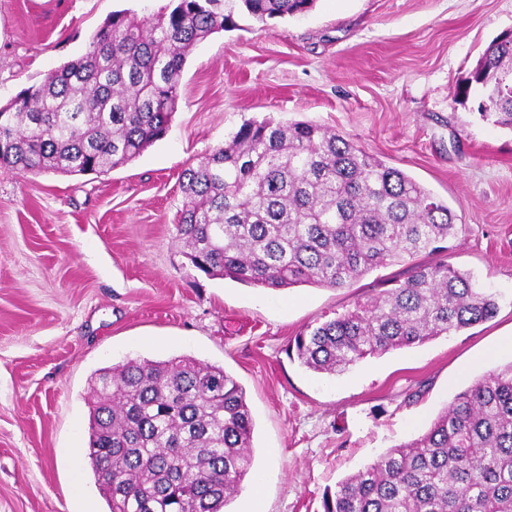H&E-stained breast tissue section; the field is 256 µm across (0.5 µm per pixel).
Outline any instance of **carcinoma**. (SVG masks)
<instances>
[{
    "instance_id": "obj_1",
    "label": "carcinoma",
    "mask_w": 512,
    "mask_h": 512,
    "mask_svg": "<svg viewBox=\"0 0 512 512\" xmlns=\"http://www.w3.org/2000/svg\"><path fill=\"white\" fill-rule=\"evenodd\" d=\"M315 0H170L115 11L85 53L0 109V168L101 174L162 139L191 50L232 23H265ZM480 118L512 132V37L457 85ZM177 232L204 274L263 288H350L372 271L409 276L309 326L289 348L342 375L368 357L492 319L494 293L448 262L461 228L448 204L346 136L308 122L243 123L185 169ZM253 418L224 368L189 357L129 359L95 377L87 458L108 512H224L253 464ZM323 512H512V362L456 394L418 437L339 481Z\"/></svg>"
}]
</instances>
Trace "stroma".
Listing matches in <instances>:
<instances>
[{"mask_svg": "<svg viewBox=\"0 0 512 512\" xmlns=\"http://www.w3.org/2000/svg\"><path fill=\"white\" fill-rule=\"evenodd\" d=\"M168 0H0V105L80 56L115 10ZM234 27L189 55L166 136L104 174L0 169V512H108L85 458L98 370L190 356L221 366L251 410V484L228 506L323 512L337 482L426 430L512 362V133L456 102L512 0H317ZM249 119L336 129L448 203L449 261L498 297L493 319L370 357L336 377L289 342L366 301L403 263L343 289L210 278L183 254L179 176Z\"/></svg>", "mask_w": 512, "mask_h": 512, "instance_id": "35a3bbf8", "label": "stroma"}]
</instances>
